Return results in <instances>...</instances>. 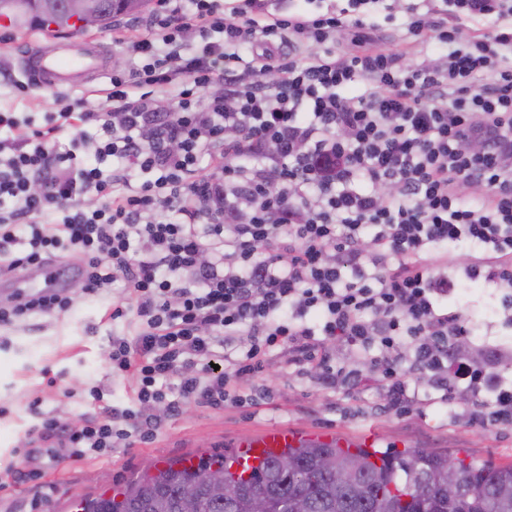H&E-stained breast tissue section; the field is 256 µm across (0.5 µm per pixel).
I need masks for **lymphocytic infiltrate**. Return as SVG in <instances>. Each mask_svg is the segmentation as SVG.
Wrapping results in <instances>:
<instances>
[{
  "instance_id": "1",
  "label": "lymphocytic infiltrate",
  "mask_w": 512,
  "mask_h": 512,
  "mask_svg": "<svg viewBox=\"0 0 512 512\" xmlns=\"http://www.w3.org/2000/svg\"><path fill=\"white\" fill-rule=\"evenodd\" d=\"M444 2L437 19L408 9L406 36L436 40L440 54L405 64L366 48L277 55L286 38L323 44L362 27L333 11L159 0L129 47L136 63L112 76L102 107L56 94L38 128L0 113V274L79 254L85 295L124 278L128 303L111 317L132 312L138 323L109 352L113 375L135 381L131 406L77 425L42 415L16 451L22 465L1 481L40 479L44 458L78 462L148 441L160 403L173 415L184 401L243 404L240 379L263 373L281 348L298 372L319 370L324 389L359 390L361 372L328 351L335 339L370 356L394 411L422 399L476 427L512 424L502 371L512 347L486 339L461 352L470 329L448 309L462 283L482 281L504 291L502 323L512 326V0ZM489 16L492 28L461 39L458 21ZM188 33L200 36L191 50ZM257 44L273 84L242 57ZM236 63L250 79L234 75ZM158 91L173 109L157 107ZM114 156L125 168L105 171ZM384 183L392 193H376ZM92 197L101 204L91 210ZM458 243L472 246L466 261L428 268L434 249ZM72 305L64 292L29 295L0 305V326ZM412 369L426 375L425 391L410 389Z\"/></svg>"
}]
</instances>
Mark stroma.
<instances>
[{
  "mask_svg": "<svg viewBox=\"0 0 512 512\" xmlns=\"http://www.w3.org/2000/svg\"><path fill=\"white\" fill-rule=\"evenodd\" d=\"M422 0H379L371 8H359L374 44L403 50L409 61L419 58L417 49L402 45L399 36L404 9ZM148 15L123 16L110 27H74V34L96 41L106 50L112 72H126L131 64L126 44L144 30ZM57 26L24 28L0 24V106L13 107L19 115L42 125L51 103L49 89L29 85L14 93L10 83L23 79L21 59L35 45L62 35ZM129 288L116 280L105 292L89 297L76 293L72 308L64 313L34 314L7 328H0V468L13 461V448L38 423V411L52 412L66 421L100 412L102 406H127L131 380L113 376L108 351L113 335L130 334L128 321L111 322L113 305L125 302ZM500 294L483 283L460 288L448 301L449 310L474 321L491 318L501 307ZM100 388L102 400H94L91 388ZM241 387L254 405H226L214 410L195 403L182 413L167 417L149 442L113 449L111 455L78 463L41 460L46 480L58 489L49 512H76L77 504L105 491H119L134 475L153 463L202 451L229 452L241 438L288 428L310 436L342 434L353 439L374 435L381 448H433L461 451L496 465H512V426L483 430L464 417L438 405L411 406L405 415L387 408V393L380 383L351 394L323 389L316 371L295 372L287 354L276 356L264 373L244 377Z\"/></svg>",
  "mask_w": 512,
  "mask_h": 512,
  "instance_id": "stroma-1",
  "label": "stroma"
}]
</instances>
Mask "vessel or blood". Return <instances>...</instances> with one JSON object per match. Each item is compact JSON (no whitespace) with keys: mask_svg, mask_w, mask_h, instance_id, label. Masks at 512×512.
I'll list each match as a JSON object with an SVG mask.
<instances>
[{"mask_svg":"<svg viewBox=\"0 0 512 512\" xmlns=\"http://www.w3.org/2000/svg\"><path fill=\"white\" fill-rule=\"evenodd\" d=\"M23 72L41 87L65 89L103 79L108 74V58L95 41L76 36L57 38L46 47H34L23 58ZM300 438L288 431H273L243 440L231 465L232 470L256 464L268 452L300 446Z\"/></svg>","mask_w":512,"mask_h":512,"instance_id":"vessel-or-blood-1","label":"vessel or blood"}]
</instances>
